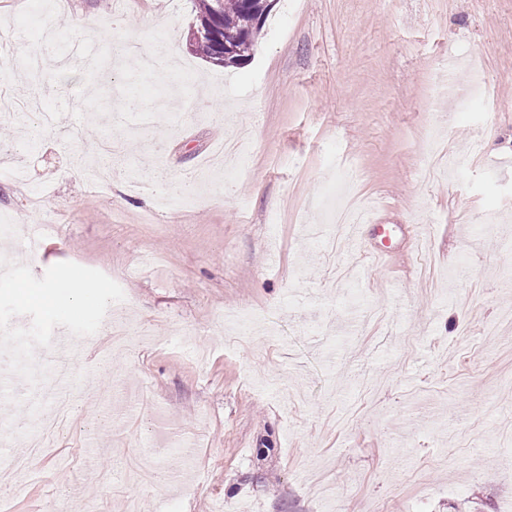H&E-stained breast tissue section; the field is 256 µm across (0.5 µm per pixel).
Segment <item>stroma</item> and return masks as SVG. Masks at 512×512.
Wrapping results in <instances>:
<instances>
[{"label": "stroma", "instance_id": "35a3bbf8", "mask_svg": "<svg viewBox=\"0 0 512 512\" xmlns=\"http://www.w3.org/2000/svg\"><path fill=\"white\" fill-rule=\"evenodd\" d=\"M96 45L164 25L197 73L164 120L120 132L126 151L93 188L75 180L112 115L76 120L80 61L18 69L0 92L69 111L33 152L39 120L0 122V252L35 276L60 262L124 291L74 363L72 407L31 470L0 467L14 512H512V0H277L249 61L186 46L190 0H64ZM452 66L467 104L435 101ZM246 132L234 175L214 147ZM140 178L145 189L133 188ZM198 204L163 208L172 185ZM378 203L373 265L353 233L335 256L338 196ZM248 310L240 331L230 313ZM120 383L136 404L107 403ZM0 464L35 432L0 402ZM183 440L192 458L171 445Z\"/></svg>", "mask_w": 512, "mask_h": 512}]
</instances>
